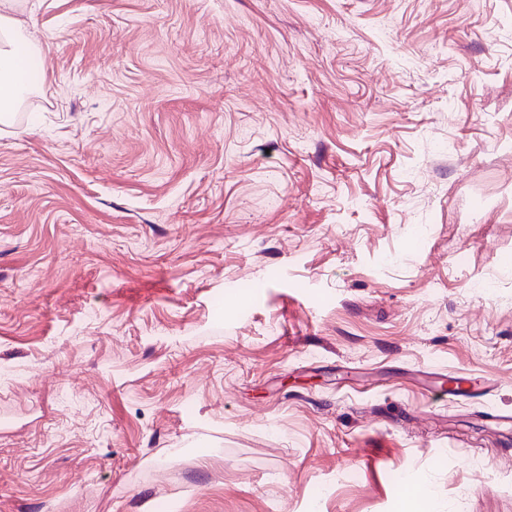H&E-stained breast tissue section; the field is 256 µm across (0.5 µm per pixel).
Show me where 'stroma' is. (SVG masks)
Instances as JSON below:
<instances>
[{
	"mask_svg": "<svg viewBox=\"0 0 512 512\" xmlns=\"http://www.w3.org/2000/svg\"><path fill=\"white\" fill-rule=\"evenodd\" d=\"M13 16L0 512H512V0Z\"/></svg>",
	"mask_w": 512,
	"mask_h": 512,
	"instance_id": "stroma-1",
	"label": "stroma"
}]
</instances>
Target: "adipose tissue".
Returning a JSON list of instances; mask_svg holds the SVG:
<instances>
[{
    "label": "adipose tissue",
    "instance_id": "ef3b65f1",
    "mask_svg": "<svg viewBox=\"0 0 512 512\" xmlns=\"http://www.w3.org/2000/svg\"><path fill=\"white\" fill-rule=\"evenodd\" d=\"M24 30L15 19L0 13V120L8 121L29 86L30 58L24 49Z\"/></svg>",
    "mask_w": 512,
    "mask_h": 512
}]
</instances>
